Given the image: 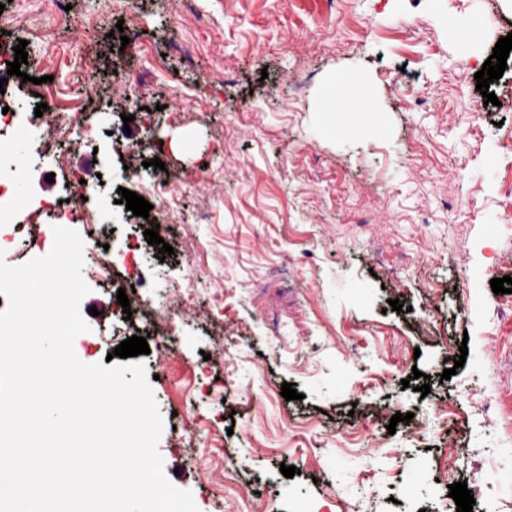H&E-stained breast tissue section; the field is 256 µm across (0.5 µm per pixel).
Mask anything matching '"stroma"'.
<instances>
[{
	"mask_svg": "<svg viewBox=\"0 0 512 512\" xmlns=\"http://www.w3.org/2000/svg\"><path fill=\"white\" fill-rule=\"evenodd\" d=\"M68 2L65 19L50 0L0 12V44L28 42L0 98L26 109L47 94L85 116L91 141L53 134L23 150L46 204L81 179L112 204L110 241L127 258L81 300L89 330L74 350L102 363L146 338L170 483L199 512H456L449 485L481 481L512 512V316L486 309L491 279L512 277V108L455 80L460 60L480 71L512 33V0H194L190 16L178 0ZM348 76L372 101L365 119L336 111ZM153 158L174 199L154 192ZM121 187L151 203L148 217L118 203ZM151 228L171 256L147 243ZM128 280L142 302L126 311ZM204 289L214 305L174 314V296ZM149 317L172 321L174 354L161 356ZM398 412L413 418L388 432ZM178 418L217 430L221 447H182Z\"/></svg>",
	"mask_w": 512,
	"mask_h": 512,
	"instance_id": "1",
	"label": "stroma"
}]
</instances>
